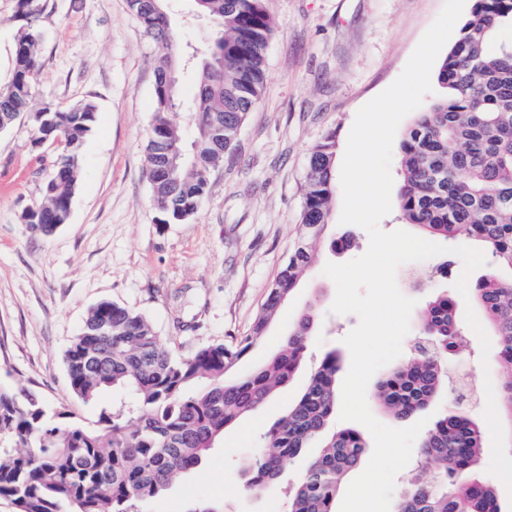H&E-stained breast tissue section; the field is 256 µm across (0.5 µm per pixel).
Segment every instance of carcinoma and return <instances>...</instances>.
<instances>
[{
    "label": "carcinoma",
    "instance_id": "carcinoma-1",
    "mask_svg": "<svg viewBox=\"0 0 512 512\" xmlns=\"http://www.w3.org/2000/svg\"><path fill=\"white\" fill-rule=\"evenodd\" d=\"M127 2L158 49L154 117L145 148L158 222L179 223L196 213L207 175L233 151L261 95L273 27L263 0L196 3L219 32L200 67L194 138L187 145L174 118L176 84L161 81L174 69L180 33L161 0L157 9L147 0ZM18 12L26 27L16 40L12 78L0 88V130L25 115L35 143L61 148L42 204L23 214L38 234L48 236L70 207L96 108L46 104L27 110L39 58L40 0H18ZM437 81L443 97L418 113L402 141L400 210L423 239L477 240L499 266L512 271V0H473ZM335 157L336 135L330 133L310 154L295 248L249 333L183 354L170 348L144 315L103 301L90 309L65 354L70 386L80 400L92 403L105 389L115 392L96 425L47 406L35 393L0 387V498L11 500L17 512H146L151 500L199 466L225 428L288 384L312 342L313 303L268 360L239 377L231 372L315 265L329 227ZM473 298L498 337L504 374L499 408L512 445V277L482 278ZM420 322L421 342L414 352L375 385V400L395 423L430 405L448 383L443 359L467 350L452 297L429 300ZM339 368L336 352L327 353L301 396L265 431L266 450L249 464L245 489L276 500L286 464L305 448H319L288 491L284 512H336V496L366 453L359 431L331 426ZM482 450L478 423L448 408L423 436L397 512H501L494 489L471 478Z\"/></svg>",
    "mask_w": 512,
    "mask_h": 512
}]
</instances>
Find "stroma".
I'll use <instances>...</instances> for the list:
<instances>
[{
  "instance_id": "35a3bbf8",
  "label": "stroma",
  "mask_w": 512,
  "mask_h": 512,
  "mask_svg": "<svg viewBox=\"0 0 512 512\" xmlns=\"http://www.w3.org/2000/svg\"><path fill=\"white\" fill-rule=\"evenodd\" d=\"M40 63L32 105L92 102L97 121L82 148V175L67 222L41 237L22 215L42 200L56 146H35L27 119L0 131V385L34 391L51 407L93 423L112 400L104 392L83 403L73 394L65 353L89 309L112 301L146 316L158 335L187 352L212 340L246 335L268 287L288 260L297 235L312 147L329 132L344 155L357 111L403 71L444 0H264L273 36L263 93L249 112L234 151L208 176L194 217L158 223L144 147L153 120L155 48L126 0H41ZM189 0H171L176 28L187 31L176 79L185 136L194 133L197 61L216 36L214 25L185 28ZM24 21L17 0H0V86L12 78L16 38ZM335 193L330 222L350 246L322 248L307 280L283 305L266 338L239 364L265 361L309 301L319 329L293 381L262 411L226 429L200 466L156 498L154 512H187L214 503L225 512H273L269 496L245 493L243 472L260 435L301 392L327 352L351 366L345 337L354 315L331 313L336 286L326 264H342L368 249L367 232L340 221ZM451 262L452 274L436 268ZM463 262L439 254L402 265L401 292L418 303L454 293ZM472 353L448 358L449 373L468 383L500 384L497 350L482 354L465 317Z\"/></svg>"
}]
</instances>
